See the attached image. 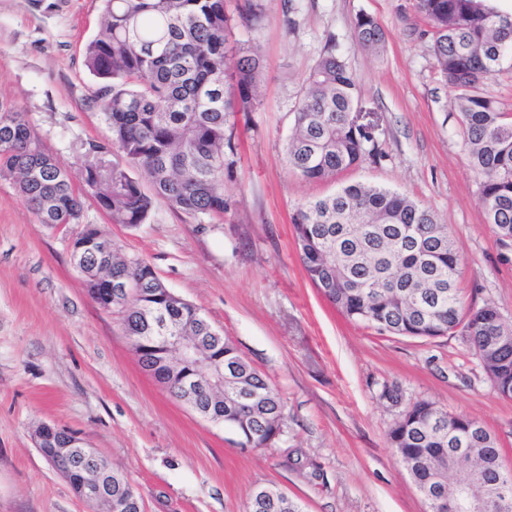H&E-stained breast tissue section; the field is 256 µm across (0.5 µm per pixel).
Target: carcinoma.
I'll return each mask as SVG.
<instances>
[{
    "instance_id": "obj_1",
    "label": "carcinoma",
    "mask_w": 512,
    "mask_h": 512,
    "mask_svg": "<svg viewBox=\"0 0 512 512\" xmlns=\"http://www.w3.org/2000/svg\"><path fill=\"white\" fill-rule=\"evenodd\" d=\"M104 26L89 41L85 64L96 79L93 96L112 129L111 165L96 177L81 148L85 193L114 224L144 223L163 204L193 217L222 216L229 203L224 171L236 155L230 116L250 112L258 101L262 58L247 46L228 49L234 20L224 0H104ZM430 25L435 66L458 91L459 112L470 166L481 179L480 205L497 243L512 252V110L479 91L505 56H512V14L489 0H415ZM355 36L362 49L376 53L385 41L372 16L357 17ZM235 79L226 92L224 77ZM358 83L330 42L308 73L295 109L285 148L288 166L308 181H330L366 159L380 157L374 135L358 121ZM142 170L150 184L145 193L128 168ZM0 176L15 180L41 224L79 223L83 196L72 188L69 173L45 152L32 134L25 113L0 101ZM300 261L311 284L347 318L380 334L435 339L460 333L479 356L500 396L512 399V341L497 309L489 304L465 307L456 279V246L447 225L407 195L381 186L350 183L335 193L309 198L292 218ZM97 229H84L73 241L72 255L91 297L121 313L125 334L150 335L144 307H171L170 323L191 336L253 387L263 404L255 421L224 414L243 447H267L281 429L284 405L279 392L218 333L195 306L168 294L154 268L128 259L115 245L106 256L90 245ZM133 281L144 297L126 300L96 296L112 285ZM167 357L158 345L138 357L152 367ZM388 442L419 486L448 471V451L469 448L500 476L498 489L512 496V471L502 467L497 440L477 420L450 415L431 401L410 404L388 432ZM246 512H302L286 505L248 501Z\"/></svg>"
}]
</instances>
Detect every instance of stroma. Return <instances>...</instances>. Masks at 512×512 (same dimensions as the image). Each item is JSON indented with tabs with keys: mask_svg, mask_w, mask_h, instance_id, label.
I'll return each mask as SVG.
<instances>
[{
	"mask_svg": "<svg viewBox=\"0 0 512 512\" xmlns=\"http://www.w3.org/2000/svg\"><path fill=\"white\" fill-rule=\"evenodd\" d=\"M233 42L257 47L260 93L237 114L235 164L224 175L223 218L164 205L130 227L85 199L79 223L40 224L15 181L0 177V512H92L35 446L43 423L77 433L121 471L145 512H244L273 486L304 512H428L387 434L399 407L432 400L480 421L512 470V400L501 398L461 336L383 335L348 321L307 280L292 214L338 183L399 190L448 227L464 305H494L512 324V253L479 204L454 89L437 71L414 0H261ZM385 32L372 55L356 41L358 15ZM103 0H0V100L26 114L46 152L82 188L80 147L112 132L94 102L85 47ZM355 74L380 157L309 183L284 159L303 81L328 43ZM94 225L129 258L196 306L280 393L281 433L243 448L236 433L199 417L145 373L116 310L88 294L71 241Z\"/></svg>",
	"mask_w": 512,
	"mask_h": 512,
	"instance_id": "1",
	"label": "stroma"
}]
</instances>
